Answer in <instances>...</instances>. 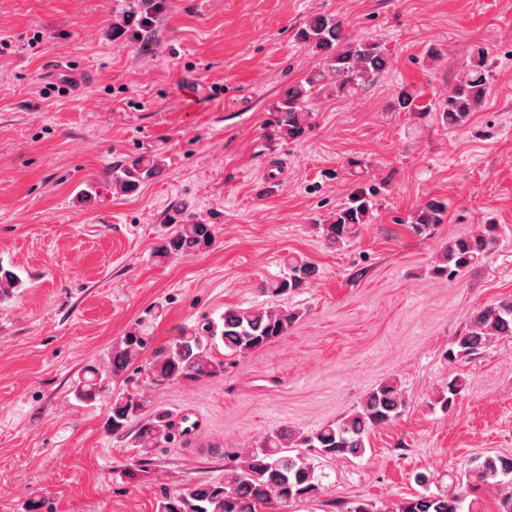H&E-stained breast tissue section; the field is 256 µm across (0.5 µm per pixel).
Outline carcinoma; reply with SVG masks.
<instances>
[{
  "mask_svg": "<svg viewBox=\"0 0 512 512\" xmlns=\"http://www.w3.org/2000/svg\"><path fill=\"white\" fill-rule=\"evenodd\" d=\"M157 0H143V8L122 23L112 27V36L136 38L154 27ZM304 45L324 50L323 63L301 80L288 86L273 107L274 119L269 135L283 141L300 139L314 120L311 109L319 94L350 97L359 89L374 83L387 65L384 47L365 39H354L344 33L339 21L324 14L313 16L297 33ZM487 52L477 49L463 75L438 103L436 112L452 128L464 126L482 106L489 90ZM419 94L410 88L399 90L393 108L400 112H417ZM161 161L136 159L130 165L112 171V188L118 193H132L147 178L160 171ZM380 193L374 185L358 188L348 202L336 210L329 223L322 225L326 241L339 245L357 233L360 225L372 218L373 198ZM448 204L431 199L413 213L410 228L421 235L444 223ZM498 227L485 224L470 236L459 237L444 247L440 264L433 273L454 278L465 269L480 263L498 243ZM216 228L193 218L173 225L171 233L156 250L160 259L190 258L210 250L216 244ZM285 273L262 285V292L273 298L294 293L306 287L315 267L301 255H290L283 262ZM24 287L22 279L10 269L0 266V299ZM296 313L280 304L248 308H230L220 321H210L200 328L185 329L165 345L148 350L151 337L137 328L112 344L107 369L87 367L72 385L74 396L85 403L97 399L107 377H120L140 361L149 386L165 387L173 383L212 378L224 374L226 365L247 357L284 335L295 323ZM512 336V296L487 305L470 318L467 328L455 336L446 356L451 361L478 354L491 341ZM224 347V359L214 350ZM149 358H144L146 353ZM467 379L456 375L436 398L442 411H448L466 390ZM146 400L139 390L112 395L107 428L114 435L125 436L137 424L132 446L143 458L137 468L126 472L130 479L148 472L146 455L170 437L172 420L164 413L145 416ZM407 406L401 385L388 380L380 383L361 400L350 414L328 422L306 434L289 429L267 433L257 444L236 456L224 467V476L216 480H199L188 487L170 492L159 503V512H259L270 502L282 506L315 499L321 494V476L310 462L314 454L323 459L365 454L371 434L397 419ZM488 485L512 487V454L487 455L473 459L460 473L457 483L437 492L425 491L406 498L389 512H483L475 491ZM333 512H378L366 500H338L328 503Z\"/></svg>",
  "mask_w": 512,
  "mask_h": 512,
  "instance_id": "cac0c4a2",
  "label": "carcinoma"
}]
</instances>
